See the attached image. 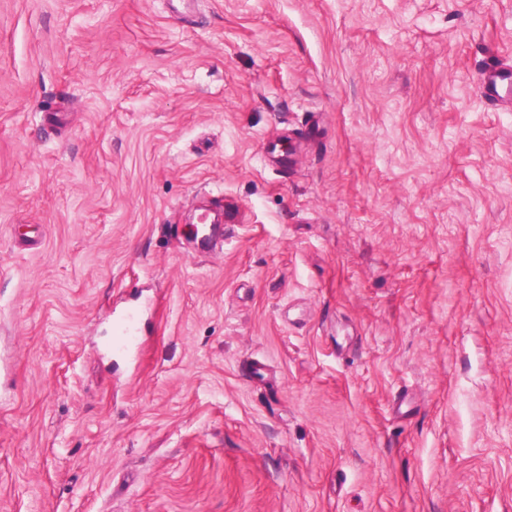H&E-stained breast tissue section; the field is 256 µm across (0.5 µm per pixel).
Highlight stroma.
<instances>
[{"mask_svg": "<svg viewBox=\"0 0 512 512\" xmlns=\"http://www.w3.org/2000/svg\"><path fill=\"white\" fill-rule=\"evenodd\" d=\"M193 3L0 0V512H512V0ZM512 74L508 71L500 69L496 65L490 64L481 73L480 93L481 97L489 104H495L504 88H507Z\"/></svg>", "mask_w": 512, "mask_h": 512, "instance_id": "1", "label": "stroma"}]
</instances>
